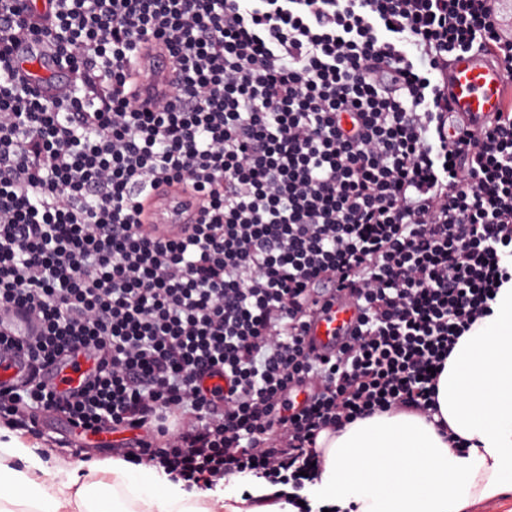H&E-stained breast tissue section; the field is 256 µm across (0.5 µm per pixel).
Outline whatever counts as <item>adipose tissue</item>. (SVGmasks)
I'll use <instances>...</instances> for the list:
<instances>
[{"instance_id":"adipose-tissue-1","label":"adipose tissue","mask_w":512,"mask_h":512,"mask_svg":"<svg viewBox=\"0 0 512 512\" xmlns=\"http://www.w3.org/2000/svg\"><path fill=\"white\" fill-rule=\"evenodd\" d=\"M461 336L437 381L433 418L394 410L321 432L310 495L336 512H469L512 499V284ZM96 481L57 467L0 427V512H298L252 479L248 494L169 479L120 458L92 462Z\"/></svg>"}]
</instances>
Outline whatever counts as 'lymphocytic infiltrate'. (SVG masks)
Listing matches in <instances>:
<instances>
[{"label": "lymphocytic infiltrate", "mask_w": 512, "mask_h": 512, "mask_svg": "<svg viewBox=\"0 0 512 512\" xmlns=\"http://www.w3.org/2000/svg\"><path fill=\"white\" fill-rule=\"evenodd\" d=\"M489 2L0 0V312L37 323L0 331L28 361L0 423L61 414L135 431L134 464L193 485L299 489L322 431L430 411L512 280V110L455 138L443 81L472 48L512 80ZM34 58L69 82L33 81ZM172 185L200 212L177 238L144 206ZM333 283L357 321L318 354ZM76 352L83 386L48 387Z\"/></svg>", "instance_id": "obj_1"}]
</instances>
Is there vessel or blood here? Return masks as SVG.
I'll list each match as a JSON object with an SVG mask.
<instances>
[{"label":"vessel or blood","instance_id":"obj_1","mask_svg":"<svg viewBox=\"0 0 512 512\" xmlns=\"http://www.w3.org/2000/svg\"><path fill=\"white\" fill-rule=\"evenodd\" d=\"M500 63L487 55L477 53L459 54L448 67V99L453 112L467 122L480 125L493 119L496 113L507 109V86L511 84ZM145 208L151 222L168 236L183 234L185 216L196 213V206L186 193L176 189L168 193H151ZM355 311L349 306H334L330 316H316L310 323L308 336L317 345L328 346L338 327L350 324ZM94 362L84 354H76L50 371L45 378L57 391L65 392L77 388L88 377ZM26 370L22 355L4 353L0 355V384L16 381Z\"/></svg>","mask_w":512,"mask_h":512}]
</instances>
